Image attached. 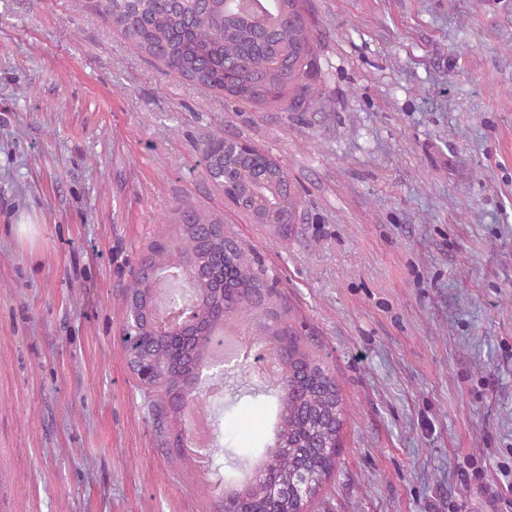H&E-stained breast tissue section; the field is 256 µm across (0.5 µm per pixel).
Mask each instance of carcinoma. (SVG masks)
I'll return each mask as SVG.
<instances>
[{
    "mask_svg": "<svg viewBox=\"0 0 512 512\" xmlns=\"http://www.w3.org/2000/svg\"><path fill=\"white\" fill-rule=\"evenodd\" d=\"M99 0V12L149 61L168 75L258 106L288 102L292 111L316 101L319 56L308 31L304 0ZM202 158L210 179L224 196L247 203L244 214L255 224L296 221L299 203L287 187V170L269 155L246 160L218 140L204 144ZM177 245L151 247V266L183 271L197 310L210 316L255 320L262 339L277 356L282 379L278 423L269 453L272 473L284 492L271 496L262 471L240 485L224 486V499L246 512H303L319 494L336 465L345 423L343 399L333 372L291 333L286 312L270 299L266 282L244 261L237 244L224 234L223 222L193 208L176 210ZM157 279L137 272L124 300V312L138 317L136 333L149 339L128 357L130 369L145 362L155 369L164 398L152 409L178 427L183 407L196 393L185 373L173 364L164 338L153 333ZM210 338L194 343L186 357L209 362ZM310 478L303 498L290 492L300 473Z\"/></svg>",
    "mask_w": 512,
    "mask_h": 512,
    "instance_id": "carcinoma-1",
    "label": "carcinoma"
}]
</instances>
